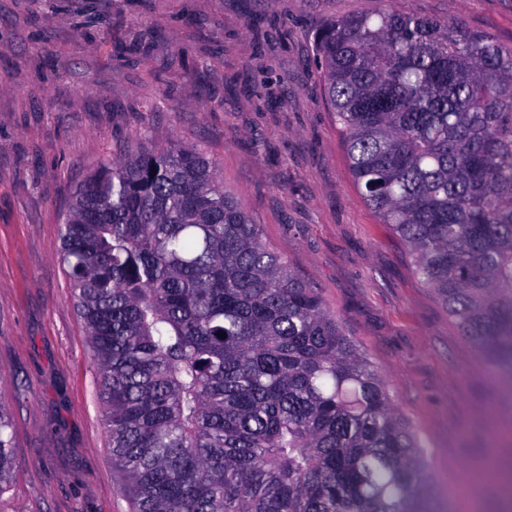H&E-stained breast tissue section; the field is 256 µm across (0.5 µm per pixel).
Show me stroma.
<instances>
[{"instance_id":"1","label":"stroma","mask_w":512,"mask_h":512,"mask_svg":"<svg viewBox=\"0 0 512 512\" xmlns=\"http://www.w3.org/2000/svg\"><path fill=\"white\" fill-rule=\"evenodd\" d=\"M382 7L512 45V0H0V400L18 473L0 512H129L59 221L101 162L146 141L217 163L427 439L433 484L512 454V384L363 202L323 92L318 30Z\"/></svg>"}]
</instances>
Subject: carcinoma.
<instances>
[{
    "mask_svg": "<svg viewBox=\"0 0 512 512\" xmlns=\"http://www.w3.org/2000/svg\"><path fill=\"white\" fill-rule=\"evenodd\" d=\"M316 56L363 201L511 379L512 45L381 8L331 20ZM59 233L132 512H433L425 439L214 161L103 163ZM12 423L0 402V496Z\"/></svg>",
    "mask_w": 512,
    "mask_h": 512,
    "instance_id": "1",
    "label": "carcinoma"
}]
</instances>
